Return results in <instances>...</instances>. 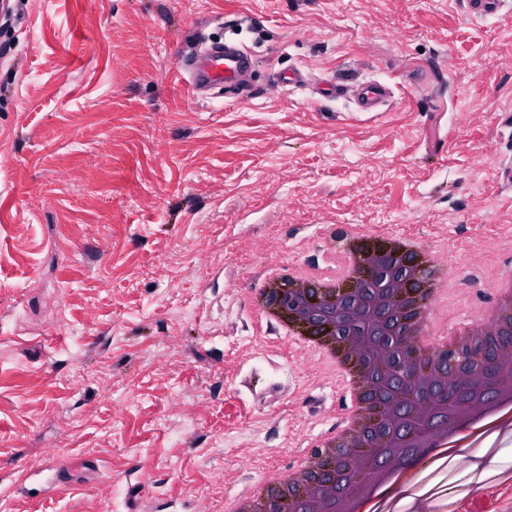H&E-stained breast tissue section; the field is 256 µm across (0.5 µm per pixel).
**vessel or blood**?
Segmentation results:
<instances>
[{
    "instance_id": "b4317fda",
    "label": "vessel or blood",
    "mask_w": 512,
    "mask_h": 512,
    "mask_svg": "<svg viewBox=\"0 0 512 512\" xmlns=\"http://www.w3.org/2000/svg\"><path fill=\"white\" fill-rule=\"evenodd\" d=\"M466 11L471 18L484 19L497 15L506 0H465ZM256 62L255 56L245 49L221 42L204 46L179 60L178 74L195 99L205 98L213 89L234 85L238 78ZM390 92L386 85L373 80L362 93L360 111L374 112L388 101Z\"/></svg>"
}]
</instances>
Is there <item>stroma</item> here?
I'll return each mask as SVG.
<instances>
[{
  "label": "stroma",
  "instance_id": "stroma-1",
  "mask_svg": "<svg viewBox=\"0 0 512 512\" xmlns=\"http://www.w3.org/2000/svg\"><path fill=\"white\" fill-rule=\"evenodd\" d=\"M0 18V512H208L345 404L256 327L268 269L416 234L466 320L512 267V11L463 0H15ZM231 41L249 96L188 97ZM300 72L299 85L275 75ZM393 97L361 114L362 82ZM333 80L341 96L322 97ZM466 11L471 18L484 19L497 15L505 6V0H465ZM256 63L245 49L223 42H212L179 59L178 74L193 99H203L213 89L234 85Z\"/></svg>",
  "mask_w": 512,
  "mask_h": 512
}]
</instances>
